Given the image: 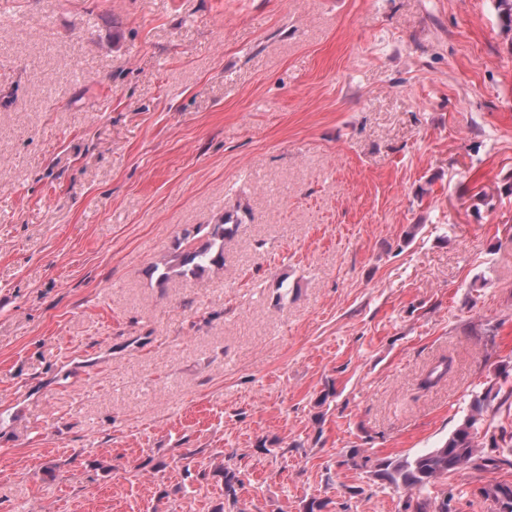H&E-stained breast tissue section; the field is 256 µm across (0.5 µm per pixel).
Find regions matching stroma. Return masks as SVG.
<instances>
[{
	"label": "stroma",
	"mask_w": 512,
	"mask_h": 512,
	"mask_svg": "<svg viewBox=\"0 0 512 512\" xmlns=\"http://www.w3.org/2000/svg\"><path fill=\"white\" fill-rule=\"evenodd\" d=\"M227 214L222 270L152 277ZM503 380L498 0H0V512H401L374 462ZM452 365L451 357L443 356L439 358L436 364L431 366L426 373L423 374L419 383L420 386L422 388H430L446 380L452 371Z\"/></svg>",
	"instance_id": "stroma-1"
}]
</instances>
